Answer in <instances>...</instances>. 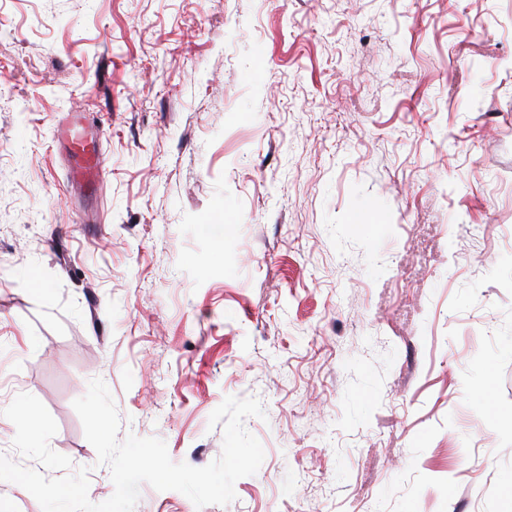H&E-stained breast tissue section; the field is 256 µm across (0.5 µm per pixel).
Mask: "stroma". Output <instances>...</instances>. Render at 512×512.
<instances>
[{"label": "stroma", "instance_id": "obj_1", "mask_svg": "<svg viewBox=\"0 0 512 512\" xmlns=\"http://www.w3.org/2000/svg\"><path fill=\"white\" fill-rule=\"evenodd\" d=\"M96 378L194 467L266 413L234 501L134 512H507L512 0H0V455L100 503ZM84 116L77 117L57 133L70 143L72 180L87 193H92L102 181L98 131H86Z\"/></svg>", "mask_w": 512, "mask_h": 512}]
</instances>
